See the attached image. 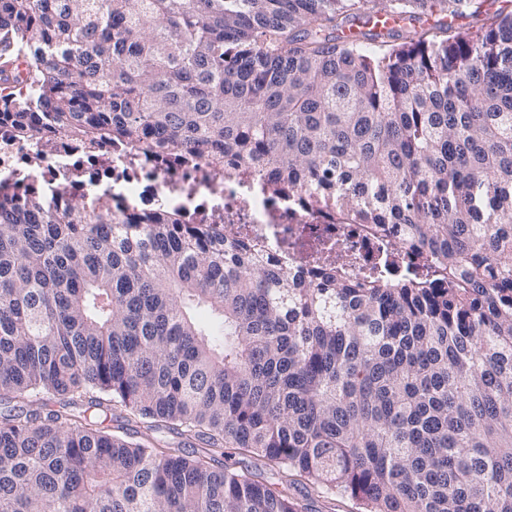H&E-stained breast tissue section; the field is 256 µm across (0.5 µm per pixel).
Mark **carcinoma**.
Here are the masks:
<instances>
[{
    "mask_svg": "<svg viewBox=\"0 0 512 512\" xmlns=\"http://www.w3.org/2000/svg\"><path fill=\"white\" fill-rule=\"evenodd\" d=\"M389 2L0 0L19 134L367 193L336 222L438 262L354 280L172 212L0 205V512H306V482L512 512V12ZM418 9L439 19L402 42L353 30Z\"/></svg>",
    "mask_w": 512,
    "mask_h": 512,
    "instance_id": "obj_1",
    "label": "carcinoma"
}]
</instances>
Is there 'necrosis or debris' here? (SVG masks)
<instances>
[{
    "label": "necrosis or debris",
    "instance_id": "4bbe7bcc",
    "mask_svg": "<svg viewBox=\"0 0 512 512\" xmlns=\"http://www.w3.org/2000/svg\"><path fill=\"white\" fill-rule=\"evenodd\" d=\"M30 192L60 210L83 202L109 205L121 215L166 210L189 224L217 221L261 243L284 267L314 261L324 244L359 278L383 263L396 269L435 263L431 257L417 261L409 247L369 225L337 223L335 195L300 186L276 193L267 176L230 178L223 162L162 148L144 155L130 144L79 146L63 134L39 144L19 136L0 115V203Z\"/></svg>",
    "mask_w": 512,
    "mask_h": 512
}]
</instances>
